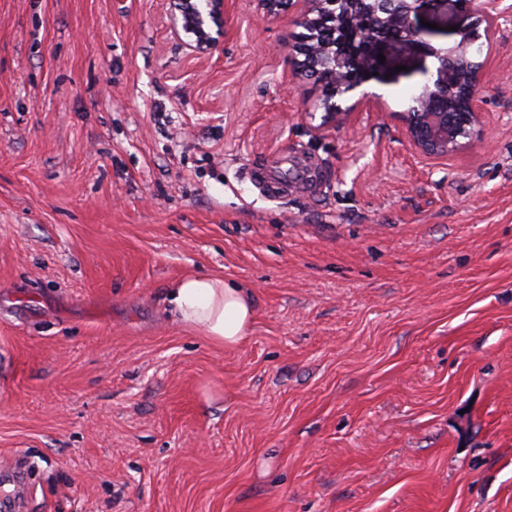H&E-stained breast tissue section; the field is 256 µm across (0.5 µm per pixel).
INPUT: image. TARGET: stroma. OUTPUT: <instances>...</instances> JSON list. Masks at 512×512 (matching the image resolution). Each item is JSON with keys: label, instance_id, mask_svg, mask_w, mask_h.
I'll return each mask as SVG.
<instances>
[{"label": "stroma", "instance_id": "35a3bbf8", "mask_svg": "<svg viewBox=\"0 0 512 512\" xmlns=\"http://www.w3.org/2000/svg\"><path fill=\"white\" fill-rule=\"evenodd\" d=\"M480 132L415 150L434 59L377 105L292 77L294 14L232 0L199 56L169 0H0V512H512V0ZM430 42L477 17L424 0ZM314 175L277 199L242 172ZM251 293L235 350L177 279ZM175 320L213 346L232 350L248 336L254 307L246 288L216 275H189L169 288Z\"/></svg>", "mask_w": 512, "mask_h": 512}]
</instances>
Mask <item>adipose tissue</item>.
<instances>
[{"instance_id": "ef3b65f1", "label": "adipose tissue", "mask_w": 512, "mask_h": 512, "mask_svg": "<svg viewBox=\"0 0 512 512\" xmlns=\"http://www.w3.org/2000/svg\"><path fill=\"white\" fill-rule=\"evenodd\" d=\"M168 302L180 325L227 350L240 346L254 321V307L246 288L221 276L183 277L171 286Z\"/></svg>"}]
</instances>
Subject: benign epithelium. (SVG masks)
<instances>
[{
    "mask_svg": "<svg viewBox=\"0 0 512 512\" xmlns=\"http://www.w3.org/2000/svg\"><path fill=\"white\" fill-rule=\"evenodd\" d=\"M342 0H306V9L297 19V24L310 30L327 19L336 16V7ZM362 9L371 13L384 26L399 30L397 34L381 35L372 30L358 29L355 38L367 46L369 62L364 64L367 75L358 82L341 79L344 69L355 64L353 56L345 53L341 45L332 43L321 47H296L288 49L289 63L300 70L307 67L323 75L332 83H339L340 94L355 92L371 80L379 83L390 81L391 64L388 49L399 47L420 57L436 60V78L432 81L434 96L445 102L440 108L428 106L426 101L412 106L403 114L406 131L412 144L428 155L448 156L459 151L460 129L470 128L469 136L479 132L482 92L484 88L483 65L472 60L474 57L473 32L462 30L454 45L437 48L427 39L429 32L417 23L420 3L423 0H359ZM258 8L267 18H278L297 5L296 0H257ZM175 23L182 30L194 36V50L199 54H209L234 33V21L224 0H171ZM305 53V61L295 54ZM468 54L470 73L467 94L470 111L450 112L446 102L455 98L459 82L452 78L453 71L448 61L454 56ZM385 55V61L378 55ZM325 113L321 131L332 124L341 122L348 113L341 111L336 101L323 102Z\"/></svg>",
    "mask_w": 512,
    "mask_h": 512,
    "instance_id": "benign-epithelium-1",
    "label": "benign epithelium"
}]
</instances>
